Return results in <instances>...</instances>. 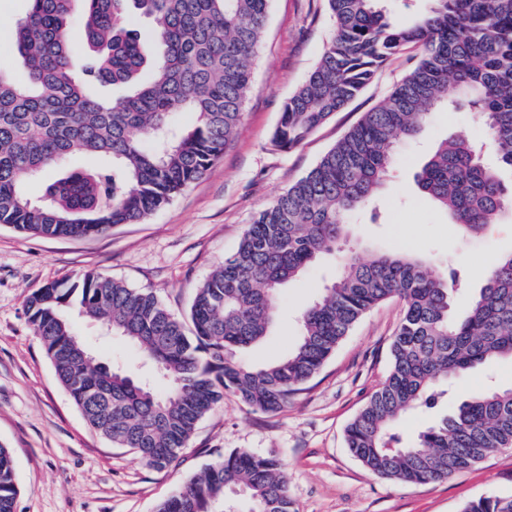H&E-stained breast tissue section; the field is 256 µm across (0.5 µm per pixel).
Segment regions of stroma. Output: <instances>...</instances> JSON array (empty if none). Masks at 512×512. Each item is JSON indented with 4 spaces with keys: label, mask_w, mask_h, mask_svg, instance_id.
Instances as JSON below:
<instances>
[{
    "label": "stroma",
    "mask_w": 512,
    "mask_h": 512,
    "mask_svg": "<svg viewBox=\"0 0 512 512\" xmlns=\"http://www.w3.org/2000/svg\"><path fill=\"white\" fill-rule=\"evenodd\" d=\"M28 0H0V70L23 80L14 24ZM333 34L325 0H270L265 35L251 60L252 86L232 145L199 180L137 224L87 238H42L0 226V443L10 448L19 493L15 512H155L157 503L203 467L235 449L278 458L298 512H462L469 501L512 494V450L487 456L448 480L405 484L367 471L345 446L344 429L389 371V348L402 317L393 298L370 310L321 372L281 412L262 413L233 395L203 418L177 464L156 470L135 453L91 431L58 382L26 311V299L55 281L99 273L152 291L186 315L196 288L236 251L259 211L304 176L336 141L415 66L409 46L373 82L302 144L272 143L284 103L305 81ZM472 114L438 106L419 142L397 146V176L381 194L382 217L363 213L351 243H379L428 257L433 269L468 271V288L483 269L512 252V217L463 238L445 214L418 193L414 176L425 156L451 135L479 137ZM334 257L288 283L273 336L246 353L263 364L281 356L297 332L295 311L337 274ZM96 357L150 374L141 353L123 339L76 320ZM512 386V360L499 359L454 378L456 396L488 385Z\"/></svg>",
    "instance_id": "1"
}]
</instances>
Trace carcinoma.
I'll list each match as a JSON object with an SVG mask.
<instances>
[{
    "label": "carcinoma",
    "instance_id": "1",
    "mask_svg": "<svg viewBox=\"0 0 512 512\" xmlns=\"http://www.w3.org/2000/svg\"><path fill=\"white\" fill-rule=\"evenodd\" d=\"M76 2L30 0L14 26L26 77L0 71V225L45 238L139 222L205 174L241 121L270 0H84L79 14ZM326 2L333 35L284 104L272 137L279 149L297 147L346 108L405 47L421 48V59L259 212L237 250L196 288L191 326L153 292L100 274L27 298L36 335L88 426L157 470L178 459L226 391L256 411L284 409L358 321L396 297L404 312L388 375L345 429L352 456L381 478L424 484L512 449V387L467 395L409 446L397 432L409 411L441 406L448 378L512 359V252L493 262L458 317L464 270L437 272L427 257L392 249L367 259L343 252L350 216L377 200L398 142L419 137L437 105L474 113L483 135L439 145L416 175L419 191L465 234L512 213V185L503 179L512 174V0H429L406 23L391 21L380 0ZM131 6L154 23L162 52L153 61L127 23ZM75 26L87 49L77 72ZM182 112L193 117L186 127L176 121ZM77 155L99 163L69 167ZM49 170L57 176L28 197L26 183ZM324 254L342 269L300 311L288 352L265 365L246 361L242 353L273 333L282 286ZM72 311L137 346L161 384L85 361ZM233 488L245 491L249 512H296L279 460L247 450L207 465L156 512H223ZM16 496L13 455L0 445V512H13ZM463 512H512V495L481 497Z\"/></svg>",
    "mask_w": 512,
    "mask_h": 512
}]
</instances>
